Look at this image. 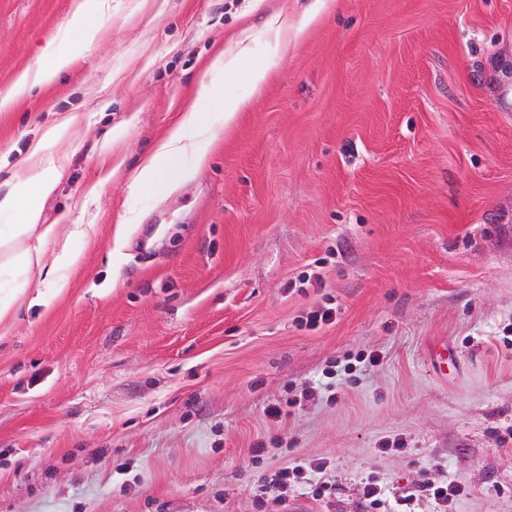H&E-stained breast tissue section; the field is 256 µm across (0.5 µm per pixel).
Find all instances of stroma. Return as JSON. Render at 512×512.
<instances>
[{"mask_svg": "<svg viewBox=\"0 0 512 512\" xmlns=\"http://www.w3.org/2000/svg\"><path fill=\"white\" fill-rule=\"evenodd\" d=\"M78 2L0 0V97L47 45L73 58L0 112V196L78 115L27 200L77 263L0 266V512H365L369 482L387 512H512V0H333L286 48L268 21L311 0H104L81 28ZM205 87V163L176 159L125 223ZM225 98L249 101L230 128ZM214 94L208 91L194 107L184 112L180 122L174 126L168 135L158 143L157 147L143 161L137 171L128 192L126 223L132 224L137 219V203L139 196L146 190L156 189L160 184L163 172L171 166L174 159L194 152L198 162L206 158L205 150L186 137V132L192 128L204 125L205 107L212 101ZM308 469L307 466L299 464L294 467L282 468L274 474V477L269 481H264L261 486V492L266 494L277 486H284L291 483H300V479L304 478V472Z\"/></svg>", "mask_w": 512, "mask_h": 512, "instance_id": "stroma-1", "label": "stroma"}]
</instances>
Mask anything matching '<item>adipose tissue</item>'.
Instances as JSON below:
<instances>
[{"label":"adipose tissue","instance_id":"obj_1","mask_svg":"<svg viewBox=\"0 0 512 512\" xmlns=\"http://www.w3.org/2000/svg\"><path fill=\"white\" fill-rule=\"evenodd\" d=\"M212 99V94H204L202 101L183 114L180 122L143 161L129 188L126 223L136 221L140 195L159 186L163 172L174 159L192 152L197 160H205L204 149L189 141L186 133L189 129L203 126L205 107ZM15 172L16 181L12 189L0 196V211L19 212L20 219L8 235L0 236V255L6 256L8 264L25 272L40 271L47 266L57 270L74 265L76 254L68 247H56L54 225L41 223L39 211L25 203L30 194L46 196L55 190L58 167L50 159L32 164L22 158L16 161Z\"/></svg>","mask_w":512,"mask_h":512}]
</instances>
